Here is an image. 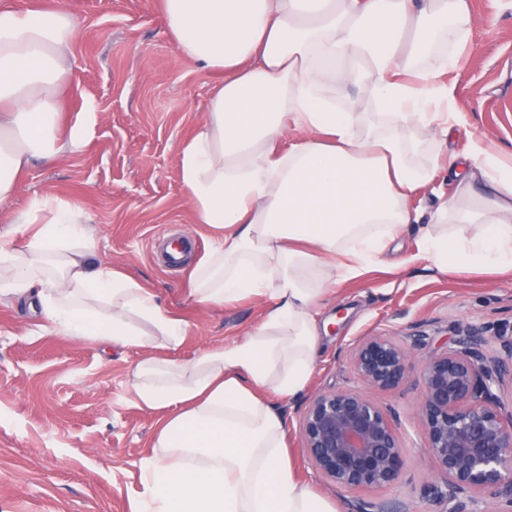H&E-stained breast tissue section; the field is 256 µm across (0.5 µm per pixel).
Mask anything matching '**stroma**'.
Masks as SVG:
<instances>
[{"label": "stroma", "mask_w": 512, "mask_h": 512, "mask_svg": "<svg viewBox=\"0 0 512 512\" xmlns=\"http://www.w3.org/2000/svg\"><path fill=\"white\" fill-rule=\"evenodd\" d=\"M67 2L74 66L61 120L68 127L92 110L97 121L78 153L32 165L11 206L0 208V235L24 245L28 234L14 223L15 212L37 195L62 197L90 218L99 259L137 278L188 322L177 358L234 344L262 321L265 300L201 308L187 294L190 264L172 267L165 259L170 238H184L197 262L217 235L193 219L178 150L202 122L221 76L180 56L160 0ZM471 9L474 35L456 90L466 125L446 146L429 145L418 156L440 170L410 203L423 221L407 225L382 262L331 287L320 320L337 327L322 337L305 395L281 404L299 478L336 512H351L356 495L318 479L306 458L299 434L306 394L356 385L350 355L365 336L397 339L423 330L444 348L457 321L512 326L511 274H445L420 244L439 194L452 191L441 169L445 151L466 152L475 140L512 147V0H471ZM148 355L169 352L96 347L58 335L29 304H0V512H132L142 491L139 462L165 415L134 399L133 369ZM368 396L394 409L407 452L400 479L378 499L392 512H444L431 494L434 466L422 453L416 380Z\"/></svg>", "instance_id": "stroma-1"}]
</instances>
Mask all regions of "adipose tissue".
Instances as JSON below:
<instances>
[{"label": "adipose tissue", "mask_w": 512, "mask_h": 512, "mask_svg": "<svg viewBox=\"0 0 512 512\" xmlns=\"http://www.w3.org/2000/svg\"><path fill=\"white\" fill-rule=\"evenodd\" d=\"M470 0H161L179 54L223 73L203 122L178 151L195 223L221 229L190 273L206 308L268 304L243 340L191 360L143 358L140 406L167 410L139 468L134 512H334L292 464L275 399L308 385L329 286L359 277L435 177L412 160L459 127L445 75L473 36ZM65 6L0 7V205L37 160L76 153L59 122L73 69ZM377 104L383 132L360 135L350 88ZM290 136L287 148L278 142ZM456 184L425 234L440 271L512 273V152L448 154ZM25 246L0 239V300H34L55 331L96 346L178 350L187 322L139 281L95 258L81 210L36 196L16 213Z\"/></svg>", "instance_id": "ef3b65f1"}]
</instances>
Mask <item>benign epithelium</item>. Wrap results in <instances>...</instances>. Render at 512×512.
<instances>
[{"mask_svg": "<svg viewBox=\"0 0 512 512\" xmlns=\"http://www.w3.org/2000/svg\"><path fill=\"white\" fill-rule=\"evenodd\" d=\"M449 333L446 349L418 365L412 351L426 348L430 337L398 343L365 336L352 351L358 385L308 399L300 427L306 456L323 481L368 495L353 512H390L375 495L398 480L406 463L391 409L364 389H393L413 372L423 451L434 463L435 494L446 512H512V333L488 335L460 322Z\"/></svg>", "mask_w": 512, "mask_h": 512, "instance_id": "benign-epithelium-1", "label": "benign epithelium"}]
</instances>
